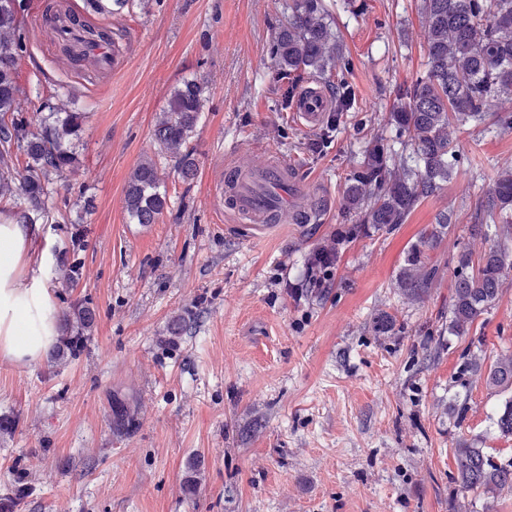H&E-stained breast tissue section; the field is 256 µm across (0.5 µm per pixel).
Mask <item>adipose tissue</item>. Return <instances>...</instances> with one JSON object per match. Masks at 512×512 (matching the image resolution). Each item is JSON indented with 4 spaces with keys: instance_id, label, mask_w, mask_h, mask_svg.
<instances>
[{
    "instance_id": "ef3b65f1",
    "label": "adipose tissue",
    "mask_w": 512,
    "mask_h": 512,
    "mask_svg": "<svg viewBox=\"0 0 512 512\" xmlns=\"http://www.w3.org/2000/svg\"><path fill=\"white\" fill-rule=\"evenodd\" d=\"M38 232L0 213V360L17 365L44 357L60 330L54 300L34 276Z\"/></svg>"
}]
</instances>
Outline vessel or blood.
Wrapping results in <instances>:
<instances>
[{
  "label": "vessel or blood",
  "instance_id": "1",
  "mask_svg": "<svg viewBox=\"0 0 512 512\" xmlns=\"http://www.w3.org/2000/svg\"><path fill=\"white\" fill-rule=\"evenodd\" d=\"M331 97L322 86L309 85L298 93L293 112L299 124L316 128ZM315 191L297 167L282 155H272L265 167L251 169L235 167L216 192L225 198L236 219L261 230L272 224L316 220L318 214L310 205Z\"/></svg>",
  "mask_w": 512,
  "mask_h": 512
}]
</instances>
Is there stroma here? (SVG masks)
Listing matches in <instances>:
<instances>
[{"instance_id":"35a3bbf8","label":"stroma","mask_w":512,"mask_h":512,"mask_svg":"<svg viewBox=\"0 0 512 512\" xmlns=\"http://www.w3.org/2000/svg\"><path fill=\"white\" fill-rule=\"evenodd\" d=\"M283 2L151 0L113 19V65L101 70L58 40L46 0H26V119L60 88L87 115L80 166L57 181L40 224L38 277L59 309L86 302L97 321L64 363L0 361V512H484L455 485L452 450L478 438L507 458L512 441L491 426L497 399L483 378L457 376L469 348L512 350V290L470 335L445 330L456 255L486 247L466 231L475 196L512 165V130L449 126L450 182L394 231L345 244L319 296L307 258L342 228L344 181L366 141L392 136L389 112L423 70L425 31L420 0L333 8L345 61L329 81L352 85L358 105L326 138L278 106L268 49ZM192 78L209 93L186 181L152 132L173 86ZM274 153L319 185L320 222L256 231L219 206L225 163L256 167ZM147 156L168 204L142 226L125 190ZM442 212L454 229L430 253L440 277L415 303L396 278ZM64 258L80 264L71 288ZM380 313L393 326L378 335ZM120 405L132 431L112 423ZM23 484L30 495L14 500Z\"/></svg>"}]
</instances>
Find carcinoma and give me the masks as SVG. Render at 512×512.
<instances>
[{
    "mask_svg": "<svg viewBox=\"0 0 512 512\" xmlns=\"http://www.w3.org/2000/svg\"><path fill=\"white\" fill-rule=\"evenodd\" d=\"M18 0H0V200L17 197L25 209L23 221L49 218L47 201L54 180L78 168L72 140L82 129L85 113L68 109L69 101L47 97L36 129L18 117L21 111L18 66L27 56ZM145 0H82L78 11L86 19H106L130 11ZM285 24L272 39L269 57L276 74L293 90L305 79H323L343 58V45L329 19L326 0H287ZM425 25V71L403 88L388 123L396 128L397 144L375 135L361 159L346 177L343 211L351 227L323 247L337 260L340 245L368 228L390 231L424 199L435 195L452 175L456 148L448 139L452 123H474L483 131L512 129V115L499 104L512 96V0H422ZM207 88L185 80L170 93L168 109L155 124L154 137L164 151L178 159L182 179L197 172L188 143L202 112ZM353 91L337 88L336 111L355 106ZM131 220L155 224L166 204L156 163L141 160L133 169L125 192ZM448 215L422 236L407 254L396 287L411 301H421L433 287L438 268L428 266V252L450 234ZM467 232L472 238H490L488 248L476 254L464 247L456 256L454 288L448 301V335H470L477 320L502 299L512 279V169L500 171L497 181L480 195ZM95 309L78 302L63 312L61 344L54 359L74 355L89 339ZM484 374L487 389L501 396L492 418L498 437L512 440V352L486 361L482 351L464 354L460 376ZM454 480L463 492L485 501V512L512 495V459L497 460L477 440L452 451Z\"/></svg>",
    "mask_w": 512,
    "mask_h": 512,
    "instance_id": "carcinoma-1",
    "label": "carcinoma"
}]
</instances>
